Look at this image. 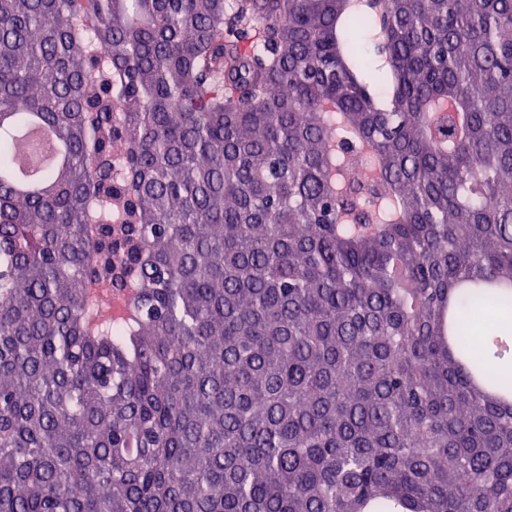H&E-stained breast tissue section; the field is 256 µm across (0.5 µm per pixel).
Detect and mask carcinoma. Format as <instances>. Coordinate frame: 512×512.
I'll use <instances>...</instances> for the list:
<instances>
[{"mask_svg": "<svg viewBox=\"0 0 512 512\" xmlns=\"http://www.w3.org/2000/svg\"><path fill=\"white\" fill-rule=\"evenodd\" d=\"M489 281L512 0H0V512H512Z\"/></svg>", "mask_w": 512, "mask_h": 512, "instance_id": "1", "label": "carcinoma"}]
</instances>
